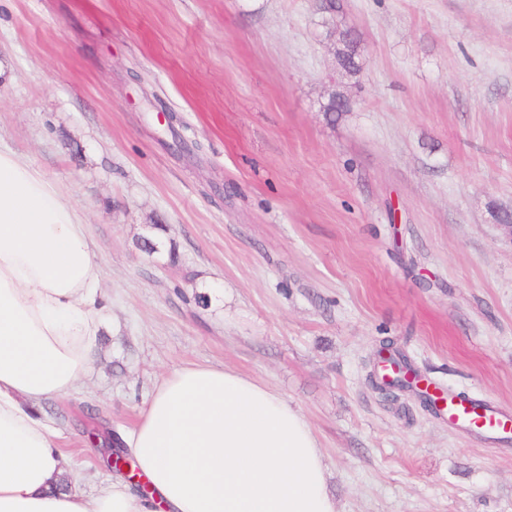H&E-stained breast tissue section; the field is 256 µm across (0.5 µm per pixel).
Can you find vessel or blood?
<instances>
[{"label":"vessel or blood","mask_w":512,"mask_h":512,"mask_svg":"<svg viewBox=\"0 0 512 512\" xmlns=\"http://www.w3.org/2000/svg\"><path fill=\"white\" fill-rule=\"evenodd\" d=\"M437 410L456 428L478 434L488 442L512 439V412L493 402L451 392L444 396Z\"/></svg>","instance_id":"b4317fda"}]
</instances>
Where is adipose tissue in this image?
Here are the masks:
<instances>
[{"mask_svg":"<svg viewBox=\"0 0 512 512\" xmlns=\"http://www.w3.org/2000/svg\"><path fill=\"white\" fill-rule=\"evenodd\" d=\"M82 211L0 148V512H336L319 441L272 388L227 368L163 378L131 448L150 489L86 496L23 408L76 388L108 308Z\"/></svg>","mask_w":512,"mask_h":512,"instance_id":"adipose-tissue-1","label":"adipose tissue"}]
</instances>
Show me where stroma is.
I'll use <instances>...</instances> for the list:
<instances>
[{"mask_svg":"<svg viewBox=\"0 0 512 512\" xmlns=\"http://www.w3.org/2000/svg\"><path fill=\"white\" fill-rule=\"evenodd\" d=\"M0 145L84 212L111 300L41 408L87 494L105 437L203 365L300 410L336 512H512V444L368 378L390 337L512 410V0H0Z\"/></svg>","mask_w":512,"mask_h":512,"instance_id":"1","label":"stroma"}]
</instances>
